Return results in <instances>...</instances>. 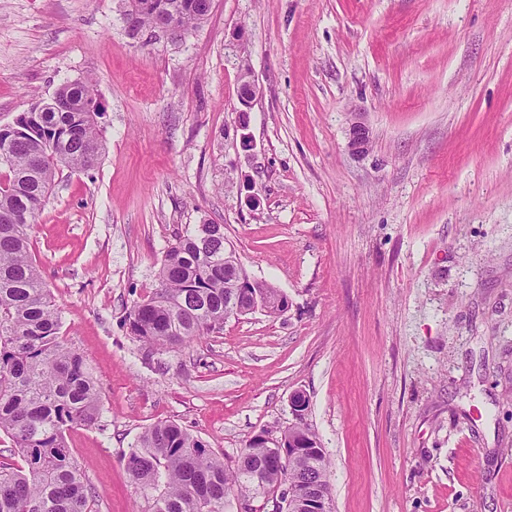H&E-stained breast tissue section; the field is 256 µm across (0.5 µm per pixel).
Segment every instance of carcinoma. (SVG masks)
<instances>
[{"mask_svg": "<svg viewBox=\"0 0 512 512\" xmlns=\"http://www.w3.org/2000/svg\"><path fill=\"white\" fill-rule=\"evenodd\" d=\"M139 28L174 16L189 33L210 12L211 0H129ZM65 100L70 111H57ZM100 102L90 79L67 81L37 112H23L0 134V433L24 465L0 462V512H94L84 468L72 456L66 431L99 418L98 385L83 354L60 335V307L32 257L30 231L62 168L88 170L103 143ZM160 288L135 304L131 334L151 347L173 348L218 333L228 320L233 284L224 277V225L201 224L165 252ZM147 502L146 512H224L229 495L245 500L277 495L304 472L272 449L248 441L239 463L224 459L172 421L138 436L124 456ZM325 448L309 471L329 489Z\"/></svg>", "mask_w": 512, "mask_h": 512, "instance_id": "obj_1", "label": "carcinoma"}]
</instances>
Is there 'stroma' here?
I'll return each instance as SVG.
<instances>
[{"label": "stroma", "instance_id": "35a3bbf8", "mask_svg": "<svg viewBox=\"0 0 512 512\" xmlns=\"http://www.w3.org/2000/svg\"><path fill=\"white\" fill-rule=\"evenodd\" d=\"M88 77L102 158L57 176L31 251L99 385L67 433L99 512H144L146 428L230 465L298 390L335 512H512V0H212L177 43L118 0H0V126ZM204 223L288 308L149 348L126 317Z\"/></svg>", "mask_w": 512, "mask_h": 512}]
</instances>
